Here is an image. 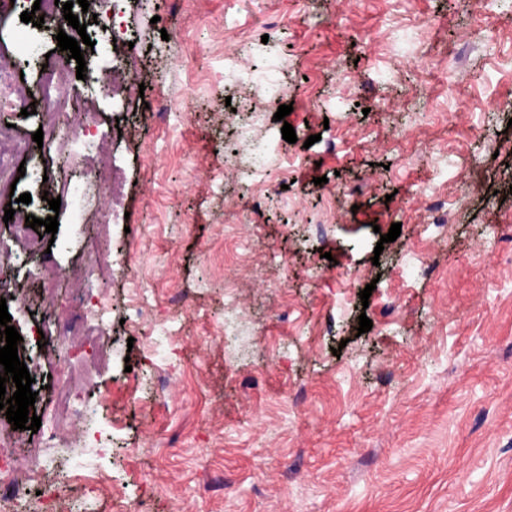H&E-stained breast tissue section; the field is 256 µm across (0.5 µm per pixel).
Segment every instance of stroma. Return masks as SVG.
I'll return each mask as SVG.
<instances>
[{"mask_svg":"<svg viewBox=\"0 0 512 512\" xmlns=\"http://www.w3.org/2000/svg\"><path fill=\"white\" fill-rule=\"evenodd\" d=\"M34 2L0 13V63L35 95L20 19ZM487 22L499 40L470 49ZM122 24L116 56L145 103L182 107L162 125L95 85L55 103L64 118L90 108L106 134L121 123L106 150L125 218L108 280L92 285L110 306L111 356L84 400L106 449L102 487L66 512L133 499L147 512H512V0H127ZM229 44L251 47L258 70L287 66L292 112L265 123L277 157L257 210L224 96L241 110L259 100L225 91ZM25 169L15 192L30 203L0 197V248L26 261L0 264V280L18 357L40 366L39 409L75 350L47 360L26 342L67 315L96 213L60 210L63 277L46 306L40 258L5 208L44 219L62 188L77 199L93 187L38 148ZM431 195L447 199V224L418 206ZM395 223L400 236L375 253ZM142 296L152 319L126 322Z\"/></svg>","mask_w":512,"mask_h":512,"instance_id":"1","label":"stroma"}]
</instances>
